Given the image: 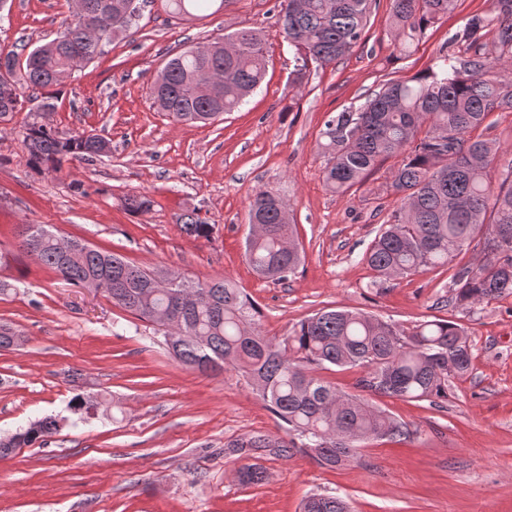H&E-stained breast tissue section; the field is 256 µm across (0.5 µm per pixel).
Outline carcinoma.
<instances>
[{
	"mask_svg": "<svg viewBox=\"0 0 512 512\" xmlns=\"http://www.w3.org/2000/svg\"><path fill=\"white\" fill-rule=\"evenodd\" d=\"M171 13L185 17L211 7L213 0H167ZM457 0H390L389 30L394 49L408 56L418 37L455 8ZM375 0H279L277 33L288 36L298 54L293 83L310 66H336L363 39ZM112 8L97 36L87 34L73 13L57 36L25 57L0 53V117L22 108L29 88L45 91L39 112L55 108L53 90L63 75L79 71L104 54L112 39L140 17ZM456 39L465 52L440 50L435 64L404 80H389L355 110L325 122L319 149L326 157L324 181L346 194L382 162L396 159L385 191L399 203L364 260L380 280L451 264L474 240H483V260L453 275L455 301L474 306L512 293V148L473 136L494 112H512V0H495L491 15L470 17ZM216 41L190 45L165 63L149 87L152 105L176 123H210L239 108L265 75V38L241 29ZM33 169L59 172L74 160L91 161L111 152L96 135L60 137L37 121L23 133ZM500 169L492 187L489 171ZM127 208L150 210L146 194L130 196ZM285 205L271 190L249 199L245 259L260 277L284 281L300 263L295 225L284 220ZM184 230L209 238L212 225L192 214ZM19 248L63 280L86 285L98 279L106 296L134 318L163 331L166 345L182 364L201 373L232 368L280 420L285 436L257 432L227 444L238 454L259 451L288 457L297 448L321 467L339 468L373 437L401 441L411 431L359 394L340 391L316 375L331 367L359 368V387L374 395L426 401L443 407L448 379L466 376L472 366L467 329L445 320H424L410 330L363 311H319L277 340L262 333L253 301L227 278L191 281L167 276L172 288L154 286L156 274L120 256L86 249L77 240L69 255L57 235L40 224H25ZM59 427L46 417L0 441V455L45 441ZM243 485H258L264 471L246 465ZM301 512H351L339 495L312 494Z\"/></svg>",
	"mask_w": 512,
	"mask_h": 512,
	"instance_id": "cac0c4a2",
	"label": "carcinoma"
}]
</instances>
